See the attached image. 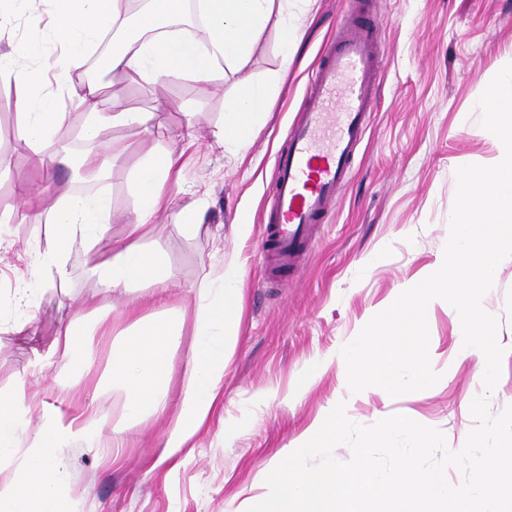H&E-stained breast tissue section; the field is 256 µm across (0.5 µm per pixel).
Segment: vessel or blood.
Instances as JSON below:
<instances>
[{
    "label": "vessel or blood",
    "instance_id": "b4317fda",
    "mask_svg": "<svg viewBox=\"0 0 512 512\" xmlns=\"http://www.w3.org/2000/svg\"><path fill=\"white\" fill-rule=\"evenodd\" d=\"M378 26L349 24L323 50L302 105L273 163L263 214L264 259L294 268L317 225L339 205L375 110L380 85Z\"/></svg>",
    "mask_w": 512,
    "mask_h": 512
}]
</instances>
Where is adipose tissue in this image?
<instances>
[{
	"label": "adipose tissue",
	"mask_w": 512,
	"mask_h": 512,
	"mask_svg": "<svg viewBox=\"0 0 512 512\" xmlns=\"http://www.w3.org/2000/svg\"><path fill=\"white\" fill-rule=\"evenodd\" d=\"M41 1L0 0V37L10 38L8 51L0 54V79L20 91L24 120L17 142L33 152L53 140L64 125L65 115L56 107L59 92L80 104L94 100L95 82L78 86L70 79L71 70L92 57L101 71L152 83L172 79L218 83L226 74L239 75L235 91L224 98V122L216 137L234 155H245L270 103L268 87L244 75L253 48L271 23L277 27L282 54H289L297 39L296 28L284 17L286 0H197L203 23L188 35L179 30L187 13L186 0H146L135 13L129 10L130 0H45L49 3L46 27L57 44L48 57L42 43L10 35L19 14L39 16ZM154 118V113L134 109L93 111L82 127L89 141H101L104 131L115 125L140 128L147 141L135 167L137 203L127 237L113 243L106 258L86 269L88 278L107 291L128 290L142 279L151 280L161 293L172 286L161 249L142 244L156 216L169 208L166 183L183 168L178 156L159 148L162 132ZM16 194V210L28 223L38 224L43 216H50L54 232L40 262L54 268L59 279L68 276L64 257L75 238L92 246L109 231L112 202L106 193H58L47 210L33 186L18 185ZM243 300L242 280L233 268L198 289L195 364L180 404V421L160 442L162 459L191 447L220 402L224 371L238 341ZM126 315L133 319L136 333L114 351L108 383L124 393L129 415L158 416L168 406L169 355L180 341L181 327L165 316L143 319L134 303ZM107 333L104 318L72 321L59 331L55 351L66 367L89 373L94 359L82 341ZM21 407V396L0 397V466L12 465L18 471L17 478L0 485V512H66L64 471L55 450L65 437L88 433L89 428L74 419L47 420L17 461L11 449L21 425Z\"/></svg>",
	"instance_id": "obj_1"
}]
</instances>
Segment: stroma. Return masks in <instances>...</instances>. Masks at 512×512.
I'll return each instance as SVG.
<instances>
[{
	"mask_svg": "<svg viewBox=\"0 0 512 512\" xmlns=\"http://www.w3.org/2000/svg\"><path fill=\"white\" fill-rule=\"evenodd\" d=\"M375 13L384 53L382 81L372 117L342 199L322 225L298 273L282 285L265 283L260 264L262 226L273 155L298 112L318 55L350 10L348 0H288L286 18L302 38L290 62H283L278 33L267 27L257 43L251 78L272 87L270 107L245 157L226 152L213 138L224 120V97L236 79L223 85L187 79L147 84L124 74H101V107L156 112L164 128L163 149L186 151L185 113L198 118L199 143L180 181L168 182V211L152 226L176 282L168 297L183 325L169 358L170 408L165 417L129 419L122 393L100 384L112 359L111 339H94L92 371L71 381L53 348L61 323L84 315L85 298L96 297L109 313L114 333L128 323L122 312L136 298L153 313V289L141 283L130 291H99L85 274L91 253L111 250L134 217L133 167L144 143L134 127L107 133L121 154L103 179L78 176L52 164L40 168L16 140L21 114L14 85L0 83V206L14 203L18 181L38 188L66 185L112 200L106 237L87 249L75 240L66 257L69 278L37 260L51 227L27 224L19 216L0 222V394H23L22 431L16 441L26 452L31 436L52 415L92 417L91 438L69 437L58 450L64 465L72 512H240L247 494L263 491L262 475L277 449L293 445L336 403L350 420L371 425L400 413L439 429L448 447L475 421L472 400L484 389L479 358L459 359L458 322L442 308L427 313L429 352L448 368L433 389L397 398L368 391L349 393L338 355L364 325L389 307L395 290L419 283L443 258L456 192L455 171L465 165H492L499 145L481 125L477 101L491 79L512 63V0H359ZM57 106L68 118L45 155L66 150L77 157L94 152L81 135L83 113L68 95ZM202 207L201 228L186 232L176 214ZM224 239L223 258H214V240ZM243 276L244 314L238 344L224 372L222 406L174 460H161L158 444L177 422L196 346L195 291L220 267ZM31 289L28 311L33 339L12 333L19 312L17 289ZM485 303L499 321L498 341L506 350L492 413L512 405V261L504 260ZM122 432L119 456L101 446Z\"/></svg>",
	"mask_w": 512,
	"mask_h": 512,
	"instance_id": "obj_1",
	"label": "stroma"
}]
</instances>
